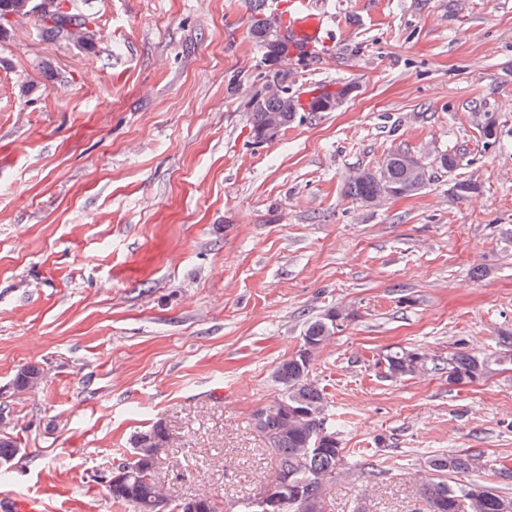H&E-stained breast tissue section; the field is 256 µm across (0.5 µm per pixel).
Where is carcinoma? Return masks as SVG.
<instances>
[{
	"mask_svg": "<svg viewBox=\"0 0 512 512\" xmlns=\"http://www.w3.org/2000/svg\"><path fill=\"white\" fill-rule=\"evenodd\" d=\"M36 0H0V38L7 36L13 24L23 20L38 23L48 39H75L84 43L93 41L89 17L66 11L62 0L42 14H35ZM253 14L249 34L262 52L264 63L274 65L278 57L288 53V43L267 41L269 15L265 0H248ZM271 82L253 95L247 103L248 119L253 138H258L272 116L279 117L282 130H287L300 118L302 112H329L345 90L322 91L308 104L288 93V87L270 90ZM460 156L450 150L438 153L428 160L408 151L389 153L375 168L352 171L344 184L346 196L369 206H379L393 199L417 194L430 183L433 170L450 173L459 166ZM349 317L342 310L332 309L315 318L304 327L301 345L307 355L294 353L275 367L273 378L280 394L274 401L252 414L251 425L262 438L265 452L273 465V479L258 495L240 502V512H262L266 499L284 502L281 512H327L329 485L349 470L361 467L368 477L377 479L381 472L369 463L359 460L349 463V455L342 448L336 424L329 421L326 394L310 378V363L314 353L334 334L336 321ZM386 373L391 377L414 375L425 367L424 356L415 350H390L384 357ZM490 361L479 360L457 347L448 362V381L476 382L488 372ZM43 368L37 363L20 367L13 379L16 392L33 391L43 380ZM169 435L165 424L155 422L150 429L138 434L130 450L131 458L120 464L132 468L133 476L112 484V500L129 506L132 512H185V501L174 505L167 502L163 487L155 476L156 462L166 447ZM432 477L422 482L418 494L425 512H504L512 507V497L499 494L494 487L483 483L453 485L448 475L475 471L479 457L459 451L441 453L428 461Z\"/></svg>",
	"mask_w": 512,
	"mask_h": 512,
	"instance_id": "obj_1",
	"label": "carcinoma"
}]
</instances>
